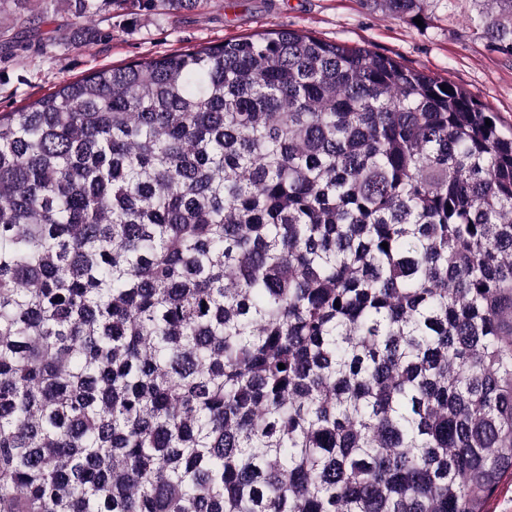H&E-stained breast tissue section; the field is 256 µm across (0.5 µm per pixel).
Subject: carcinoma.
Segmentation results:
<instances>
[{
	"instance_id": "1",
	"label": "carcinoma",
	"mask_w": 512,
	"mask_h": 512,
	"mask_svg": "<svg viewBox=\"0 0 512 512\" xmlns=\"http://www.w3.org/2000/svg\"><path fill=\"white\" fill-rule=\"evenodd\" d=\"M511 475L512 131L472 94L284 29L0 113V512H488Z\"/></svg>"
}]
</instances>
